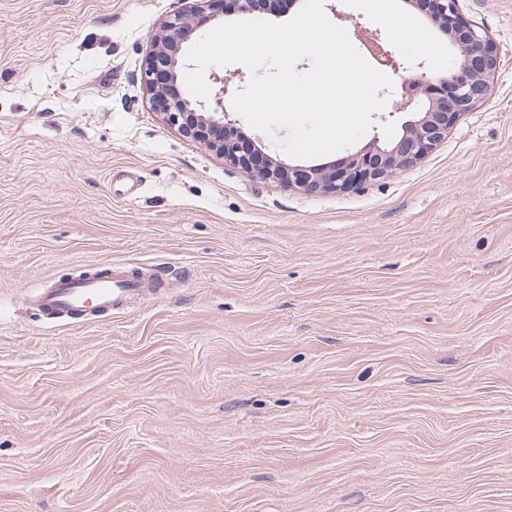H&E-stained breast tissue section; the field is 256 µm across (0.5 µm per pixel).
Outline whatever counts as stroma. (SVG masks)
Instances as JSON below:
<instances>
[{
	"label": "stroma",
	"mask_w": 512,
	"mask_h": 512,
	"mask_svg": "<svg viewBox=\"0 0 512 512\" xmlns=\"http://www.w3.org/2000/svg\"><path fill=\"white\" fill-rule=\"evenodd\" d=\"M180 0H0V512H512V0H460L490 93L345 192L254 177L152 106ZM459 60L404 0H338ZM111 261L166 291L91 322L30 299Z\"/></svg>",
	"instance_id": "35a3bbf8"
}]
</instances>
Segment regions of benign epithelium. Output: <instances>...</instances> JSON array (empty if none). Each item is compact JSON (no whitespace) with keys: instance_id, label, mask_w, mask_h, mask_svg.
<instances>
[{"instance_id":"obj_1","label":"benign epithelium","mask_w":512,"mask_h":512,"mask_svg":"<svg viewBox=\"0 0 512 512\" xmlns=\"http://www.w3.org/2000/svg\"><path fill=\"white\" fill-rule=\"evenodd\" d=\"M201 2L203 6L197 9H180L170 14L161 33L152 40L145 68L150 99L185 137L205 144L224 160L262 179L309 193L357 189L417 164L447 139L448 130L462 114L488 96L489 78L499 66L490 38L462 17L459 0H406L414 8L422 7L426 18L448 33L450 43L462 57L459 65L446 75L423 73L410 83V91L402 94L396 110L412 108L422 99L425 106L418 119L405 122L397 141L385 147L374 142L331 165H286L254 145L242 147L237 128L224 121V95L235 87V74L214 77L220 87L210 111L203 103L182 95L179 81L184 66L183 44L198 29L211 23L219 25L224 19V0ZM278 2L232 0V9L242 14L273 12ZM354 35L378 49L377 60L383 66L394 72L402 68L394 52L382 46L378 33L365 34L356 29Z\"/></svg>"}]
</instances>
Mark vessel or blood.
<instances>
[{"label":"vessel or blood","mask_w":512,"mask_h":512,"mask_svg":"<svg viewBox=\"0 0 512 512\" xmlns=\"http://www.w3.org/2000/svg\"><path fill=\"white\" fill-rule=\"evenodd\" d=\"M141 293V285L127 266L111 264L104 276L89 275L51 282L41 288L40 306L57 316H81L86 310L121 311Z\"/></svg>","instance_id":"1"}]
</instances>
